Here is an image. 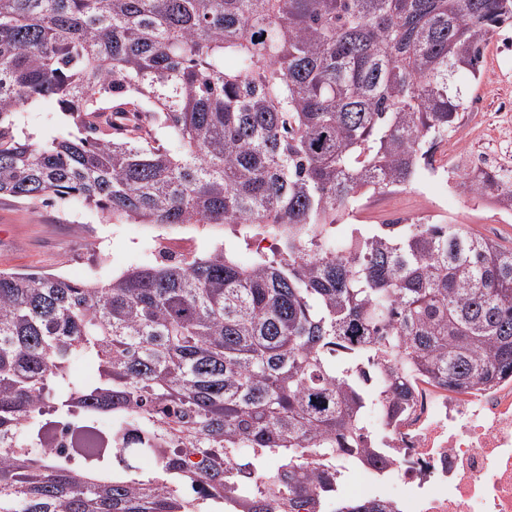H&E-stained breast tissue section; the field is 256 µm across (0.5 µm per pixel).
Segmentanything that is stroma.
<instances>
[{
	"label": "stroma",
	"instance_id": "stroma-1",
	"mask_svg": "<svg viewBox=\"0 0 512 512\" xmlns=\"http://www.w3.org/2000/svg\"><path fill=\"white\" fill-rule=\"evenodd\" d=\"M472 96L482 109L465 113L459 140L437 147L438 165L453 174L472 164L494 170L512 168V29L487 46L482 76L473 82ZM429 207L427 199L410 190L377 193L355 210L354 221L384 224L394 211L413 213ZM438 215L502 244L512 243V216L459 190L449 189L448 202ZM161 234L191 238L203 250L224 243L220 224L106 223L77 199L62 206L54 202L29 205L0 197V268L4 270L104 283L128 268L151 264L146 245Z\"/></svg>",
	"mask_w": 512,
	"mask_h": 512
}]
</instances>
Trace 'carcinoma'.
Instances as JSON below:
<instances>
[{
    "label": "carcinoma",
    "instance_id": "obj_1",
    "mask_svg": "<svg viewBox=\"0 0 512 512\" xmlns=\"http://www.w3.org/2000/svg\"><path fill=\"white\" fill-rule=\"evenodd\" d=\"M505 24L512 0H0V196L222 224L249 250L99 284L0 270V512H224L270 456L245 512H397L337 496L334 462L383 464L367 408L395 425L420 382L512 379V249L339 220L435 162L470 102L456 74L479 79ZM46 97L66 123L42 137L19 112ZM459 178L512 213V178ZM104 416L98 445L42 454Z\"/></svg>",
    "mask_w": 512,
    "mask_h": 512
}]
</instances>
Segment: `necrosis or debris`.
I'll use <instances>...</instances> for the list:
<instances>
[{
    "label": "necrosis or debris",
    "mask_w": 512,
    "mask_h": 512,
    "mask_svg": "<svg viewBox=\"0 0 512 512\" xmlns=\"http://www.w3.org/2000/svg\"><path fill=\"white\" fill-rule=\"evenodd\" d=\"M385 468L342 464L345 494L399 512H512V382L467 393L420 384L407 418L368 420Z\"/></svg>",
    "instance_id": "obj_1"
}]
</instances>
